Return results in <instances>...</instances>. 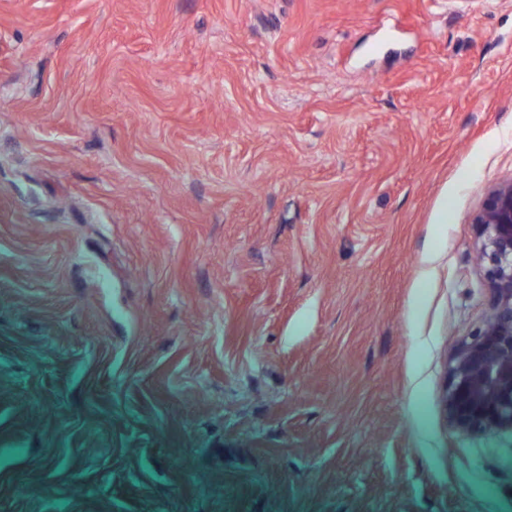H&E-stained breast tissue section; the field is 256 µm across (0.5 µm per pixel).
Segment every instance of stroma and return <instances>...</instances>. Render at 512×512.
<instances>
[{
  "mask_svg": "<svg viewBox=\"0 0 512 512\" xmlns=\"http://www.w3.org/2000/svg\"><path fill=\"white\" fill-rule=\"evenodd\" d=\"M509 178L512 0H0V512H512ZM472 223L489 318L455 342L441 403L457 431L512 435V178L488 189ZM464 400H472L473 406L462 409ZM468 405L463 402L464 408Z\"/></svg>",
  "mask_w": 512,
  "mask_h": 512,
  "instance_id": "35a3bbf8",
  "label": "stroma"
}]
</instances>
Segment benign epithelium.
Masks as SVG:
<instances>
[{"mask_svg":"<svg viewBox=\"0 0 512 512\" xmlns=\"http://www.w3.org/2000/svg\"><path fill=\"white\" fill-rule=\"evenodd\" d=\"M472 223L489 318L455 342L441 403L457 431L512 435V178L488 189ZM465 400L473 401L467 410Z\"/></svg>","mask_w":512,"mask_h":512,"instance_id":"7a95c632","label":"benign epithelium"}]
</instances>
